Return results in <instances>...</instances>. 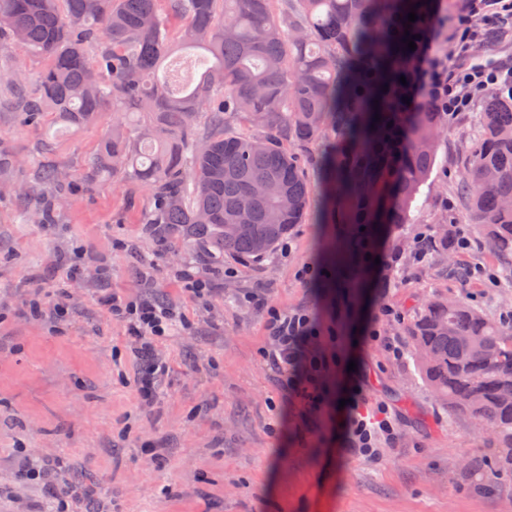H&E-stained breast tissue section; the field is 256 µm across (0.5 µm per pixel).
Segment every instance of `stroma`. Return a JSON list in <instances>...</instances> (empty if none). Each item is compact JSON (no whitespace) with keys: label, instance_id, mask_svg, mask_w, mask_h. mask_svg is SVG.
Returning a JSON list of instances; mask_svg holds the SVG:
<instances>
[{"label":"stroma","instance_id":"stroma-1","mask_svg":"<svg viewBox=\"0 0 512 512\" xmlns=\"http://www.w3.org/2000/svg\"><path fill=\"white\" fill-rule=\"evenodd\" d=\"M460 4L452 0L437 16L435 52L452 69L511 63L512 27L488 39L479 17L477 40L458 52L452 34ZM490 95L478 92L469 111L449 117L410 223L376 246L375 256H400L385 291L375 264L361 287L330 285L324 242L343 239L345 227L321 221L323 144L304 155L312 187L304 224L261 260L228 254L217 264L195 241L163 244L152 236L140 222L150 195L139 183L82 189V161L111 126V108L95 124L66 129L27 123L0 107V139L20 160L11 181L0 183V512H48L46 486L20 478L31 466L82 487L75 512H512V475L464 468L491 453L490 431L436 401L403 332L435 294L468 299L496 318L512 312V259L470 224L460 191ZM46 138L56 142L47 154L39 149ZM45 165L61 167L77 186L54 224L41 223L39 195L18 199ZM465 224L474 237L469 252L437 245L415 261L419 230ZM74 262L83 276L65 282L63 270ZM474 265L494 281L463 283L461 269ZM184 268L211 284L207 300L183 287L177 272ZM102 288L171 305L189 321L158 342L171 370L157 403L139 396L140 361L123 325L97 303ZM37 293L42 317L29 313ZM58 304L69 309L68 322L49 317ZM299 309L355 337L347 358L368 373L370 398L396 415L399 438L377 462L339 451L340 420L304 424L299 404L288 402L266 365L268 311ZM374 328L376 340L368 337ZM389 341L405 348L402 359L388 353Z\"/></svg>","mask_w":512,"mask_h":512}]
</instances>
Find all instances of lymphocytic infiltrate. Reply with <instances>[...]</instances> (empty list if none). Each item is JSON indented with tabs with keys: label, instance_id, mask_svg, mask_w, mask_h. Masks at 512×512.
<instances>
[{
	"label": "lymphocytic infiltrate",
	"instance_id": "1",
	"mask_svg": "<svg viewBox=\"0 0 512 512\" xmlns=\"http://www.w3.org/2000/svg\"><path fill=\"white\" fill-rule=\"evenodd\" d=\"M476 14L492 27H501L512 17V0H465L464 13L453 35L457 45H466L473 37L470 18ZM511 81L512 67L507 66L471 67L449 73L447 60L425 44L418 53L413 85L421 96L453 113L468 110L476 91ZM102 302L136 344L141 360L137 387L142 399L155 400L156 385L169 372L168 363L156 355V343L175 327L184 326V317L165 304L130 301L114 292L105 295ZM266 331L270 347L264 358L279 374L283 390L300 402L305 414H322L330 404L323 380L341 361L343 336L323 327L315 314L306 311L270 312ZM345 409L341 441L344 452L372 462L379 456L381 443L397 440L396 422L388 407L371 402L363 386H355Z\"/></svg>",
	"mask_w": 512,
	"mask_h": 512
}]
</instances>
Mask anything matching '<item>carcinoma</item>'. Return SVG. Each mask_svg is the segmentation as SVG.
Returning a JSON list of instances; mask_svg holds the SVG:
<instances>
[{
    "mask_svg": "<svg viewBox=\"0 0 512 512\" xmlns=\"http://www.w3.org/2000/svg\"><path fill=\"white\" fill-rule=\"evenodd\" d=\"M274 2L0 0V34L44 62L20 111L80 128L112 103V127L84 160V187L135 180L153 200L141 216L153 236L193 239L214 262L259 260L304 223L309 186L298 150L331 137L322 189L327 222L354 227V242L333 243L347 264L408 223L430 177L448 113L415 101L416 52L403 40L420 44L451 3L285 0L277 11ZM177 41L212 59L192 89L156 77ZM25 82L24 71L0 67V87ZM17 163L0 144V180ZM37 181L57 199L74 191L55 165ZM461 186L471 223L512 256V90L481 112ZM405 331L437 400L493 432L496 448L478 466L512 474V399L503 395L512 387V319L433 295Z\"/></svg>",
    "mask_w": 512,
    "mask_h": 512,
    "instance_id": "cac0c4a2",
    "label": "carcinoma"
}]
</instances>
